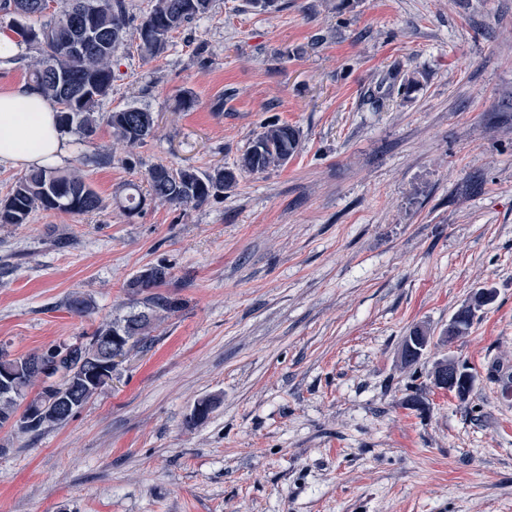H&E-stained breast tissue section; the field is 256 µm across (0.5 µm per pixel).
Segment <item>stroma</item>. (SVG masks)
<instances>
[{
	"mask_svg": "<svg viewBox=\"0 0 512 512\" xmlns=\"http://www.w3.org/2000/svg\"><path fill=\"white\" fill-rule=\"evenodd\" d=\"M137 44L99 109L156 130L67 133L107 208L0 224V346L81 339L151 265L183 307L67 425L0 429V512H512V0H214L157 57ZM270 121L302 133L285 166L122 210L149 166L232 165ZM478 288L494 301L443 343ZM451 355L463 399L432 384ZM104 120L112 128L113 137L130 146L142 144L156 126L153 113L138 107L108 112Z\"/></svg>",
	"mask_w": 512,
	"mask_h": 512,
	"instance_id": "35a3bbf8",
	"label": "stroma"
}]
</instances>
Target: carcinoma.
<instances>
[{"label": "carcinoma", "instance_id": "carcinoma-1", "mask_svg": "<svg viewBox=\"0 0 512 512\" xmlns=\"http://www.w3.org/2000/svg\"><path fill=\"white\" fill-rule=\"evenodd\" d=\"M213 0H154L150 11L137 25L138 47L143 56L161 54L171 38L185 24L203 17ZM0 10L22 17L41 13L39 0H0ZM88 15L95 38L86 51L73 57L65 47L83 37V26L72 13ZM131 23L127 0H62L50 24L39 29L17 23L16 32L33 45L36 56L29 65L30 81L58 110L62 132L73 130L86 139L96 134L100 120L112 128L118 141L134 146L153 134V113L138 107L107 113L100 117L97 107L112 89L113 52L123 44ZM300 130L286 123L261 126L234 167H218L210 172L165 165L150 167L145 174L146 189L128 188L124 210L131 215L147 199L175 207L198 206L237 184L238 173H263L288 163L297 152ZM106 208L105 199L88 182L81 168H37L19 177L10 192L0 199V224H26L36 211H58L77 215ZM167 267L153 265L133 275L126 283L129 310L102 322L85 339L53 345L15 357L0 346V427L10 426L23 434H39L62 427L74 418L98 392L95 371L107 358L106 342L134 339V345L152 341L151 332L159 321L181 309V302L160 288L167 283ZM66 308L87 316L92 311L89 298L81 292L66 297ZM475 314L459 310L453 316L444 341L450 343L470 327ZM39 387L29 397L33 387ZM213 402L197 401L189 417L196 424L208 418Z\"/></svg>", "mask_w": 512, "mask_h": 512}]
</instances>
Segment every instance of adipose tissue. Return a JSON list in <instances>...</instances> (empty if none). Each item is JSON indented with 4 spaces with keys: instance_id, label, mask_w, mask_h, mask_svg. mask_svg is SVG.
<instances>
[{
    "instance_id": "obj_1",
    "label": "adipose tissue",
    "mask_w": 512,
    "mask_h": 512,
    "mask_svg": "<svg viewBox=\"0 0 512 512\" xmlns=\"http://www.w3.org/2000/svg\"><path fill=\"white\" fill-rule=\"evenodd\" d=\"M68 150L56 108L37 87L22 83L0 91V163L47 168L59 164Z\"/></svg>"
}]
</instances>
